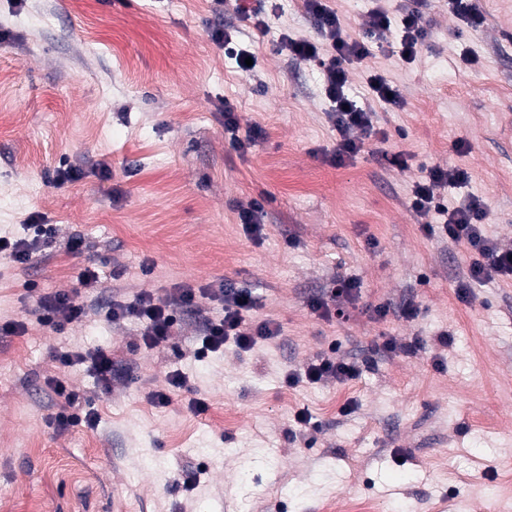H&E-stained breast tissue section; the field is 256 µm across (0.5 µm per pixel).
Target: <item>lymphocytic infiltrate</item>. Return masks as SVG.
I'll return each mask as SVG.
<instances>
[{
  "label": "lymphocytic infiltrate",
  "instance_id": "obj_1",
  "mask_svg": "<svg viewBox=\"0 0 512 512\" xmlns=\"http://www.w3.org/2000/svg\"><path fill=\"white\" fill-rule=\"evenodd\" d=\"M303 4L318 26L320 40L295 39L284 33L279 37L278 47L292 56L318 62L323 72L324 95L331 104L328 119L339 135L334 158L341 163L361 152L365 147V136L374 131L371 110L358 106L347 93L349 65L362 62L370 53L371 39L392 29L399 36L402 59L412 61L428 30L417 9H402L398 18L393 20L385 11L375 8L369 13L364 38L356 39L345 33L324 0H303ZM355 129L361 130V137H352L351 132ZM467 180L468 174L463 169L429 167L425 175L415 182L409 206L420 215L435 214L438 230L443 236L454 242L467 243L476 252L477 257L470 264L471 282L483 283L499 276L512 277V247L502 246L484 233L483 224L487 218L485 202L474 196L467 203L454 206L443 195L445 189ZM206 301L219 305L222 313L200 323L197 355L219 351L229 341L239 349L247 350L280 333V326L274 321L250 322L247 318L252 307L250 292L224 285L220 280L201 288L178 286L163 299L150 293L140 294L132 303L112 299L106 305V313L115 322L132 320L138 323L144 348L156 350L167 346L185 317L200 310ZM34 313L40 323L60 332L67 325L83 321L89 308L80 300L78 293L57 292L41 296ZM84 362L90 363L102 388L112 385L111 350L101 348L91 354L67 350L54 355L53 373L48 383L54 394L64 398L66 404L65 410L52 418L58 428L65 429L80 423L90 427L96 424L94 414H76L78 397L66 380L69 369ZM358 374L356 363L323 358L291 373L288 381L292 384L303 380L312 384L329 380L342 382L355 379Z\"/></svg>",
  "mask_w": 512,
  "mask_h": 512
}]
</instances>
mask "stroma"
Masks as SVG:
<instances>
[{
    "label": "stroma",
    "mask_w": 512,
    "mask_h": 512,
    "mask_svg": "<svg viewBox=\"0 0 512 512\" xmlns=\"http://www.w3.org/2000/svg\"><path fill=\"white\" fill-rule=\"evenodd\" d=\"M479 7L474 30L445 0H425L413 61L400 60L395 32L371 43L347 92L388 140L339 164L319 66L275 50L284 32L318 38L302 0H0V238L25 237L32 215L52 227L26 264L0 258V320L27 325L0 333V512H321L352 501L480 512L512 498V279L461 299L473 251L425 232L409 208L422 167L463 168L452 199L481 197L486 236L512 246V0ZM219 21L254 69L212 39ZM371 71L403 107L374 99ZM228 101L241 127L266 132L247 152L224 136ZM399 151L403 169L388 160ZM67 167L81 179L57 185ZM253 199L258 241L237 216ZM88 267L100 287L81 288ZM220 279L249 289L250 319L276 321L280 336L196 358L198 319L219 312L206 305L170 347L147 352L137 323L102 309ZM348 280L359 287L345 295ZM76 289L94 314L60 334L36 323L32 295ZM315 297L331 317L311 311ZM391 338L398 350L385 349ZM72 347L112 350L110 390L87 365L68 373L93 429L51 422L63 401L48 365ZM324 357L361 374L289 384ZM173 370L185 386L154 405L149 393Z\"/></svg>",
    "instance_id": "stroma-1"
}]
</instances>
